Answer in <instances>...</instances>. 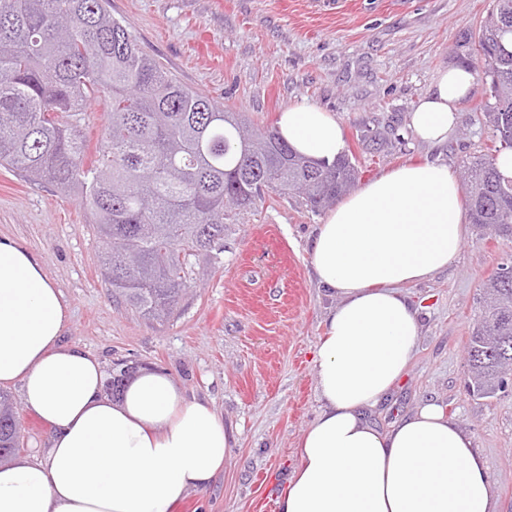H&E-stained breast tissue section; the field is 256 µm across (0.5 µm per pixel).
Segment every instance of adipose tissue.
Here are the masks:
<instances>
[{"label": "adipose tissue", "instance_id": "obj_1", "mask_svg": "<svg viewBox=\"0 0 512 512\" xmlns=\"http://www.w3.org/2000/svg\"><path fill=\"white\" fill-rule=\"evenodd\" d=\"M475 83L466 67L441 71L410 114L414 135L448 143ZM277 132L315 159L345 149L341 124L317 106L281 112ZM465 232L454 171L428 162L383 172L318 226L312 272L339 303L316 352L322 407L278 512H494L482 453L440 406L422 405L387 433L364 417L415 353L419 315L403 285L447 268ZM69 318L36 255L0 236V387L20 386L51 429L42 457L0 465V512H172L227 465L223 418L163 370L139 369L119 398L105 394L100 359L61 341Z\"/></svg>", "mask_w": 512, "mask_h": 512}]
</instances>
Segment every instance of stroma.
I'll use <instances>...</instances> for the list:
<instances>
[{
  "label": "stroma",
  "instance_id": "1",
  "mask_svg": "<svg viewBox=\"0 0 512 512\" xmlns=\"http://www.w3.org/2000/svg\"><path fill=\"white\" fill-rule=\"evenodd\" d=\"M492 0H341L324 14L311 0H110L131 38L181 84L271 129L279 112L310 104L343 127L359 183L406 162L463 160L498 144L476 84L448 145L416 140L408 118L439 72L466 64L471 35ZM325 212L301 196L265 191L224 232L219 255L197 271L173 313L144 318L113 298L100 275L98 239L80 198L0 168V235L41 261L71 309L62 340L98 356L108 375L169 371L186 397L208 402L234 439L209 487L173 512H277L298 444L321 402L316 346L335 298L318 288L309 244ZM512 261V239L467 225L447 270L405 286L419 310L414 357L389 393L366 410L386 432L427 402L470 434L496 492L512 512V386L493 398L464 389L465 351L482 284Z\"/></svg>",
  "mask_w": 512,
  "mask_h": 512
}]
</instances>
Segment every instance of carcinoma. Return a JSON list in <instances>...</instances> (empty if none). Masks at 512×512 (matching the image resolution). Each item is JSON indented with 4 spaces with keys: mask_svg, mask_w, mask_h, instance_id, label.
<instances>
[{
    "mask_svg": "<svg viewBox=\"0 0 512 512\" xmlns=\"http://www.w3.org/2000/svg\"><path fill=\"white\" fill-rule=\"evenodd\" d=\"M512 0H493L470 68L488 85L498 149L464 169L469 223L512 238V179L496 166L512 149ZM107 98L102 144L88 158L80 115ZM0 166L81 196L104 246L112 295L142 316H170L194 271L189 258L224 246V221L266 189L300 192L314 212L355 185L352 159L312 160L274 131L163 71L112 16L108 0H0ZM464 386L491 398L512 371V279L482 288ZM22 443L0 392V460Z\"/></svg>",
    "mask_w": 512,
    "mask_h": 512,
    "instance_id": "1",
    "label": "carcinoma"
}]
</instances>
